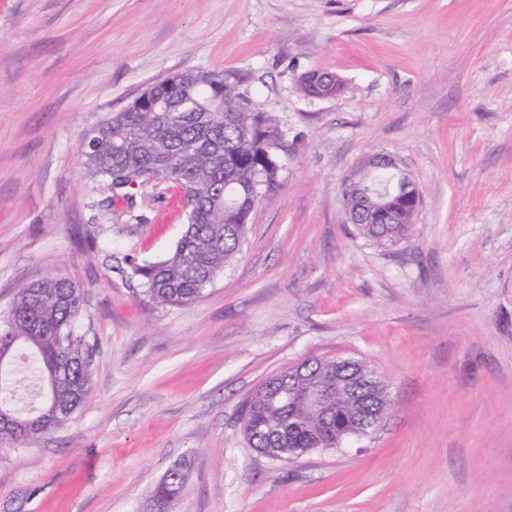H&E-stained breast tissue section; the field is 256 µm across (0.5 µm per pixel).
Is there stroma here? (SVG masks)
Returning <instances> with one entry per match:
<instances>
[{"label":"stroma","instance_id":"1","mask_svg":"<svg viewBox=\"0 0 512 512\" xmlns=\"http://www.w3.org/2000/svg\"><path fill=\"white\" fill-rule=\"evenodd\" d=\"M187 70L245 74L293 144L223 273L162 307L129 265L180 238L177 189L113 199L79 146ZM312 70L341 91L304 96ZM373 152L421 189L388 248L344 221ZM42 278L86 291L93 394L0 448V512H148L183 458L177 512H512V0H0V318ZM306 359L366 362L393 409L350 448L268 459L246 403Z\"/></svg>","mask_w":512,"mask_h":512}]
</instances>
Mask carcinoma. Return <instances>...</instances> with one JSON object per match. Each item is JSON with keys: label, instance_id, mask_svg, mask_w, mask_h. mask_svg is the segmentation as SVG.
Wrapping results in <instances>:
<instances>
[{"label": "carcinoma", "instance_id": "1", "mask_svg": "<svg viewBox=\"0 0 512 512\" xmlns=\"http://www.w3.org/2000/svg\"><path fill=\"white\" fill-rule=\"evenodd\" d=\"M245 78L234 70L186 71L150 86L145 94L174 98L172 112H152L134 102L94 129L92 147L82 151L87 172L106 182L112 194L132 189L175 187L183 192L187 228L165 258L131 264L143 294L159 306L197 301L239 251L254 201L265 184L279 182L285 132L277 120L256 111L241 91ZM415 213L401 224H360L361 233L382 246L405 238ZM85 291L67 279L44 278L18 288L0 327V344L35 353L38 377L45 378L41 418L19 430L0 425V445L27 444L65 426L92 394L93 344L75 332ZM293 403L269 408V392L257 391L244 413L251 448L274 460L283 448H311L327 432V421L299 402L302 391L288 387ZM186 461L175 463L153 489L149 512H175L187 479Z\"/></svg>", "mask_w": 512, "mask_h": 512}]
</instances>
